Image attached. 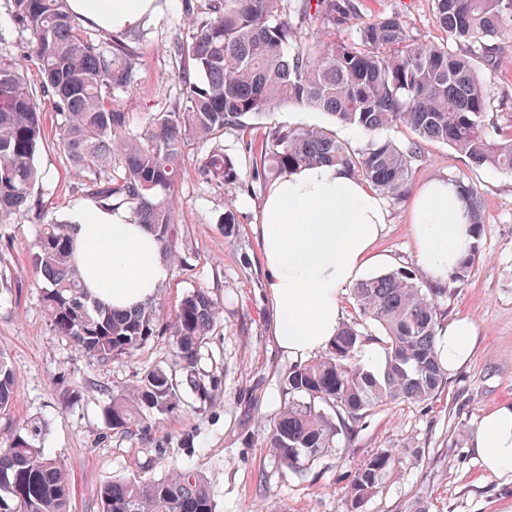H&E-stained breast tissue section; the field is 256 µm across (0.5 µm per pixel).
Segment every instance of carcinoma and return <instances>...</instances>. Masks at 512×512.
<instances>
[{
    "label": "carcinoma",
    "instance_id": "carcinoma-1",
    "mask_svg": "<svg viewBox=\"0 0 512 512\" xmlns=\"http://www.w3.org/2000/svg\"><path fill=\"white\" fill-rule=\"evenodd\" d=\"M448 43L422 42L403 16H358L355 0H198L190 14L189 39L177 43L183 63V100L159 112L135 132L112 93L133 82L135 54L111 42L104 49L88 39L67 0H13V15L30 33L28 56L37 60L43 92L62 117L57 145L86 178L85 190L102 207L125 205L146 225L160 247L176 252L178 227L171 199L185 162L188 141L211 142L245 129L275 108L292 104L324 112L358 129L365 143L351 149L319 128L271 127L264 133L252 178L275 180L301 167L341 165L393 200L409 192L421 143L436 141L460 151L474 167L512 173V118L488 121L491 98L479 66H495L512 47V0H433ZM354 24L351 40L339 28ZM333 33L294 54L288 44L302 30ZM409 129L398 144L387 132ZM41 110L20 59L0 56V224L35 207L40 174L35 154L43 142ZM200 177L217 186L240 183L238 161L214 145L196 159ZM478 234V191L455 179ZM479 257L478 247L452 272L462 282ZM31 260L42 277V300L52 330L100 362L129 358L167 336L174 362L149 367L112 396L106 427L147 437L152 419L174 412L189 390L210 398L196 370L200 349L219 320L220 306L207 288H196L171 313L149 300L116 313L92 300L74 260L69 222L40 224ZM353 295L360 315L382 336L383 366L373 371L357 359L372 336L342 325L324 355L288 369V402L270 426L267 447L287 469L300 472L354 429L375 407L425 403L447 383L436 337L443 311L407 267L363 279ZM16 374L0 351V415H11ZM44 426H17L0 447V512H71L68 467L47 454ZM390 449L361 461L346 494L355 506L376 492L385 471L396 466ZM99 512H212L203 477L191 467L163 479L115 478L100 486Z\"/></svg>",
    "mask_w": 512,
    "mask_h": 512
}]
</instances>
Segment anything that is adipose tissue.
<instances>
[{
    "label": "adipose tissue",
    "instance_id": "ef3b65f1",
    "mask_svg": "<svg viewBox=\"0 0 512 512\" xmlns=\"http://www.w3.org/2000/svg\"><path fill=\"white\" fill-rule=\"evenodd\" d=\"M154 2L69 0V9L112 33L137 26ZM410 221L420 264L434 280L445 281L473 244L470 212L454 183L437 177L420 188ZM385 222L382 195L340 166L305 167L270 184L259 232L276 313L273 335L289 357L308 359L329 347L340 327L342 289L386 262L373 251ZM73 223L78 268L95 300L126 310L155 296L168 263L130 212L94 205ZM474 334L466 318L439 328L437 350L447 369L470 359ZM470 444L487 474L512 485V403L484 414Z\"/></svg>",
    "mask_w": 512,
    "mask_h": 512
}]
</instances>
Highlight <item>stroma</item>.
<instances>
[{
    "instance_id": "obj_1",
    "label": "stroma",
    "mask_w": 512,
    "mask_h": 512,
    "mask_svg": "<svg viewBox=\"0 0 512 512\" xmlns=\"http://www.w3.org/2000/svg\"><path fill=\"white\" fill-rule=\"evenodd\" d=\"M189 2L155 0L143 24L119 34L136 55V69L132 89L117 94L114 104L129 113L133 125L182 100V63L171 48L188 34ZM358 5L366 19L401 13L422 41L446 39L432 0H358ZM484 79L495 101L492 115L512 114V51L485 70ZM270 126L322 127L354 149L365 141L360 131L326 113L284 105L255 120L249 133L222 137L243 172L252 168L247 140L259 139ZM207 149L197 142L186 149L174 189L179 259L171 263L157 300L170 309L196 288L210 289L218 299L219 320L197 364L214 388L211 399L203 404L184 392L180 407L160 417L147 439L107 430L104 412L112 394L130 386L142 369L171 364V342L163 336L133 358L100 363L55 335L41 297L42 280L29 259L39 222L35 214H21L0 225V237L15 241L14 248L0 246V350L17 377L15 408L11 420L0 418V439L11 421L45 424V452L64 460L71 472L72 512H98L97 493L107 481L158 479L174 465L201 472L214 512H502L512 501V486L481 469L470 439L487 411L512 402V173L472 167L451 146L423 142L411 190L436 177H461L481 198L480 258L464 282H446L438 299L446 318L461 315L474 322V354L449 372L434 399L375 408L362 427L339 435L334 448L296 474L266 446L269 425L284 405L281 377L293 363L274 340V309L265 287L258 225L267 185L250 180L240 188H219L204 182L195 160ZM35 164L43 179L34 195L45 212L68 220L91 204L55 140L40 145ZM229 203L239 219L234 238L224 235ZM410 208V199L387 200V222L374 251L389 257L392 267L412 269L423 287L432 288L435 280L416 257ZM384 448L398 449L400 464L385 473L376 493L350 505L344 487L353 468Z\"/></svg>"
}]
</instances>
